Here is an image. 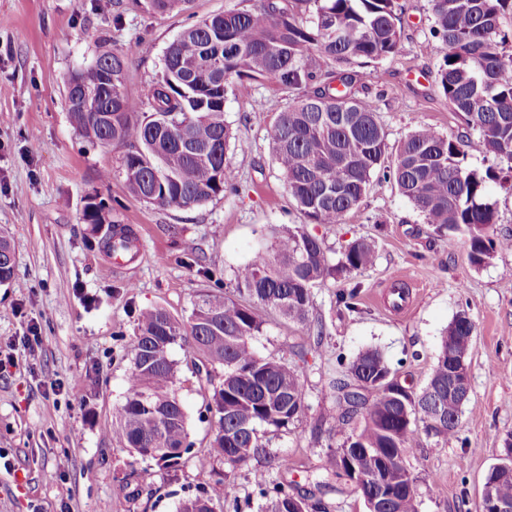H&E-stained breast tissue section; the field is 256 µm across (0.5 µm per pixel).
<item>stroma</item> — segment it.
<instances>
[{"mask_svg": "<svg viewBox=\"0 0 512 512\" xmlns=\"http://www.w3.org/2000/svg\"><path fill=\"white\" fill-rule=\"evenodd\" d=\"M260 3L194 0L190 11L159 14L148 0H0V84L7 87L0 95V231L11 237L15 266L13 279L0 285V356L14 360L0 373V512H176L180 499L195 494L215 427L199 414L221 379L195 374L184 346L172 356L194 455L169 474L138 464L130 482L122 480L129 456L112 443V413L125 397L137 317L153 307L189 317L199 293L234 285L237 269L281 225L303 226L334 263L354 240L368 238L376 247L371 266L314 288L322 333L262 314L259 354L297 368L309 404L301 422L268 436L270 454L292 465L286 480L328 512H366L351 485L337 492L315 484L338 442L321 419L331 405L336 359L378 349L402 384L421 390L442 336L465 310L475 333L460 433L423 437L405 465L417 478L419 512H477L484 480L512 432V250L473 264L465 230L436 232L379 172L343 223H306L267 137L276 108L300 93L272 79L229 83L224 119L235 139L227 160L238 190L185 211L131 195L117 172L124 146L91 145L70 122L66 79L101 51L134 46L124 91L143 99L161 75L167 46L185 27ZM399 5V49L360 67L356 98L376 113L390 146L421 125L449 138L467 135L438 83L442 56L429 0ZM92 198L111 205L113 220L140 242L125 267H115L100 245L107 225L83 220ZM188 246L196 264L183 254ZM403 279L411 286L400 311L384 293ZM352 288L356 307L348 311L336 295ZM34 328L42 342L31 353L23 340ZM292 344L304 358L289 355Z\"/></svg>", "mask_w": 512, "mask_h": 512, "instance_id": "stroma-1", "label": "stroma"}]
</instances>
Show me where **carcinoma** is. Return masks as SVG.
I'll return each mask as SVG.
<instances>
[{
    "instance_id": "obj_1",
    "label": "carcinoma",
    "mask_w": 512,
    "mask_h": 512,
    "mask_svg": "<svg viewBox=\"0 0 512 512\" xmlns=\"http://www.w3.org/2000/svg\"><path fill=\"white\" fill-rule=\"evenodd\" d=\"M191 2L150 0V6L166 13L185 11ZM300 2L313 4L311 20L282 0H264L257 9L214 14L187 26L167 46L161 76L144 100L123 91L125 58L133 47L100 54L76 71L87 103L67 107L70 121L92 144L127 147L120 174L132 195L181 211L237 191L227 161L234 135L224 121L231 77L273 78L290 89L310 86L309 94L278 109L268 127L289 194L309 223H342L379 168L436 230L467 229L472 263L512 249V240L491 236L495 211L485 198L489 183L512 179V50H506L509 38L502 28L503 17L512 16V0H430L443 51V94L478 133L480 150L499 161L483 171L464 164L471 141L447 138L428 126L390 151L376 114L352 95L359 74L351 64L398 50V0ZM230 38L237 45L234 54L224 47ZM110 97L120 102L105 119ZM83 219L114 224L101 200ZM272 238L270 248L237 271L235 287L200 293L188 318L162 307L139 314L125 400L112 415V443L128 453L129 465L152 462L169 473L193 455L172 348L189 345L199 374L222 370L207 404V412L218 417L209 461L200 469L197 493L182 499L176 512H220L236 500L229 473L268 456L261 429L286 430L309 409L298 370L256 351L253 338L263 320L237 297L245 295L308 331L312 288L336 267L322 241L299 226ZM132 247L125 228L111 230L103 241L108 253ZM12 251L9 236L0 232V285L13 277ZM373 260L374 242L359 239L347 247L341 267L359 271ZM474 332L469 314H457L419 393L391 377L382 352H360L330 382L340 444L327 457L326 477H358L363 495L378 499L377 512H419L416 478L404 458L424 434L458 436L464 404L450 378L449 357L469 355ZM486 481L499 498L512 502V478L491 473ZM256 495L257 512H291L308 500L298 485L278 476L259 481Z\"/></svg>"
}]
</instances>
